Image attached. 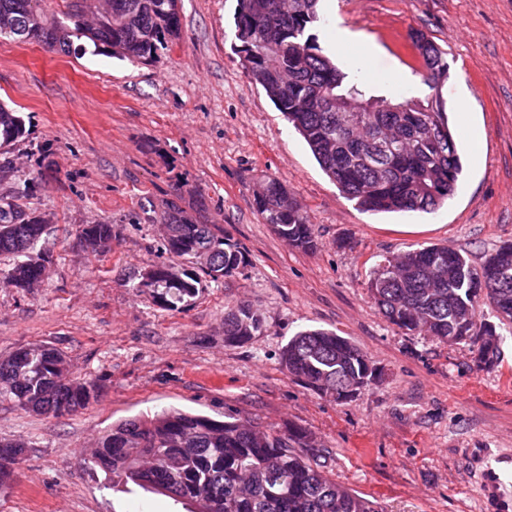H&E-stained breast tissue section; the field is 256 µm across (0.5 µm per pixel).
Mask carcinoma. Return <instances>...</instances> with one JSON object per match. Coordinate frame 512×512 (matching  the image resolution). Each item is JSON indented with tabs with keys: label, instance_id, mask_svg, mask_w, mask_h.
Instances as JSON below:
<instances>
[{
	"label": "carcinoma",
	"instance_id": "cac0c4a2",
	"mask_svg": "<svg viewBox=\"0 0 512 512\" xmlns=\"http://www.w3.org/2000/svg\"><path fill=\"white\" fill-rule=\"evenodd\" d=\"M55 0H0V39L35 38L50 46L70 37L86 38L130 61L151 62L180 30L178 0H74L59 20ZM320 21L319 0H237L234 51L251 80L308 144L323 172L361 210L371 213H433L457 190L462 164L456 132L438 96L393 101L373 94L370 84L351 81L323 53L310 32ZM420 50L424 84L437 89L449 73L448 53L422 32L411 34ZM356 109L354 119L336 111ZM26 137L23 116L0 104V183L16 179L12 146ZM11 186L0 193V255L12 257L9 282L16 288L42 279L47 258L39 244L47 226L32 220ZM257 212L289 244L316 246L313 225L278 180L263 183ZM181 234L167 241L180 257L212 252L201 273L157 266L152 298L178 310L191 302L201 276H231L242 254L210 224H200L174 202L159 216ZM87 247L106 252L112 225L85 224ZM370 295L398 328L441 341H470L485 367L500 354V329L512 325V242L498 246L480 267L444 244L404 250L385 257L371 271ZM499 324L483 318L481 304ZM263 329L260 312L241 302L224 313V342L239 344ZM286 371L306 388L355 396L381 372L356 345L315 328L297 332L282 353ZM97 397L92 381L77 382L64 354L45 345L15 351L0 361V401L60 417L88 407ZM23 448L0 444V489L19 464ZM93 465L126 483L188 501L192 512H380L375 502L339 484L322 470L308 437L300 430L266 432L242 422L218 421L169 410L151 418L133 417L102 436Z\"/></svg>",
	"mask_w": 512,
	"mask_h": 512
}]
</instances>
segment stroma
<instances>
[{"label": "stroma", "instance_id": "stroma-1", "mask_svg": "<svg viewBox=\"0 0 512 512\" xmlns=\"http://www.w3.org/2000/svg\"><path fill=\"white\" fill-rule=\"evenodd\" d=\"M237 0H178L181 27L156 61L109 49L63 52L0 40V102L22 112L28 135L13 155L24 203L48 219L51 257L41 287L9 285L0 257V358L45 344L63 351L98 399L59 418L0 402V442L23 444L0 512H188L189 506L112 483L89 444L113 424L168 408L267 431L294 426L326 471L382 512H499L512 499V331L491 370L468 344H446L390 324L369 275L410 246L446 244L480 264L512 241V0H321V47L380 95L411 98L423 32L448 53L437 93L451 108L463 166L437 212L372 214L346 200L303 138L233 52ZM374 49L362 64L363 44ZM274 178L314 226L301 250L258 214ZM177 202L241 251L239 273L205 282L188 307L166 310L143 272L191 259L164 248L158 215ZM112 226L100 254L75 233ZM246 301L260 334L224 341V312ZM306 328L335 331L382 370L347 401L288 375L281 354Z\"/></svg>", "mask_w": 512, "mask_h": 512}]
</instances>
